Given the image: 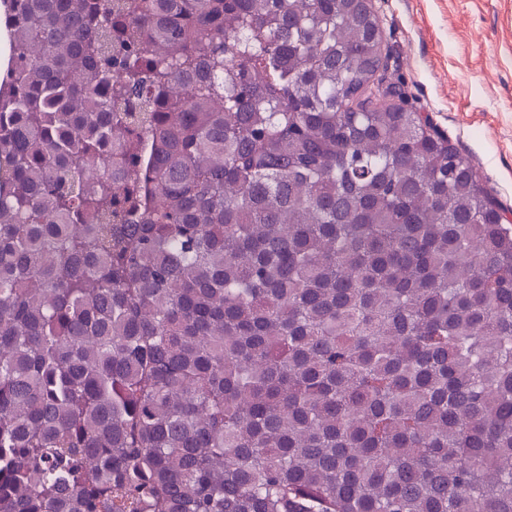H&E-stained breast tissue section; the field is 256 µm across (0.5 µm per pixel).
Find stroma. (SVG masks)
<instances>
[{
    "label": "stroma",
    "instance_id": "1",
    "mask_svg": "<svg viewBox=\"0 0 512 512\" xmlns=\"http://www.w3.org/2000/svg\"><path fill=\"white\" fill-rule=\"evenodd\" d=\"M388 80L472 155L512 216V0H376Z\"/></svg>",
    "mask_w": 512,
    "mask_h": 512
}]
</instances>
